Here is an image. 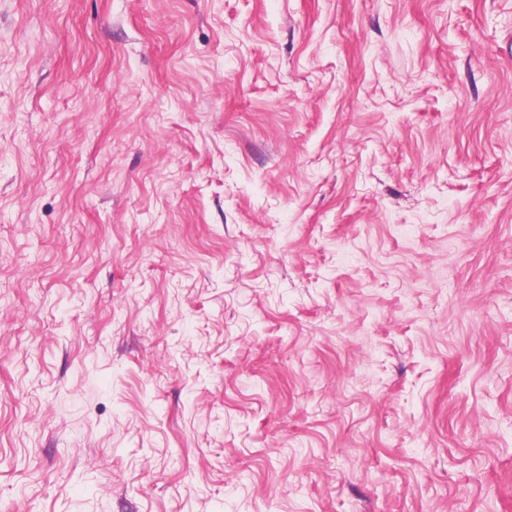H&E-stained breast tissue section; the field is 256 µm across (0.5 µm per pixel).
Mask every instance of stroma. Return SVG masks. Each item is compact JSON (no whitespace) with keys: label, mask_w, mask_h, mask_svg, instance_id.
<instances>
[{"label":"stroma","mask_w":512,"mask_h":512,"mask_svg":"<svg viewBox=\"0 0 512 512\" xmlns=\"http://www.w3.org/2000/svg\"><path fill=\"white\" fill-rule=\"evenodd\" d=\"M0 512H512V0H0Z\"/></svg>","instance_id":"1"}]
</instances>
